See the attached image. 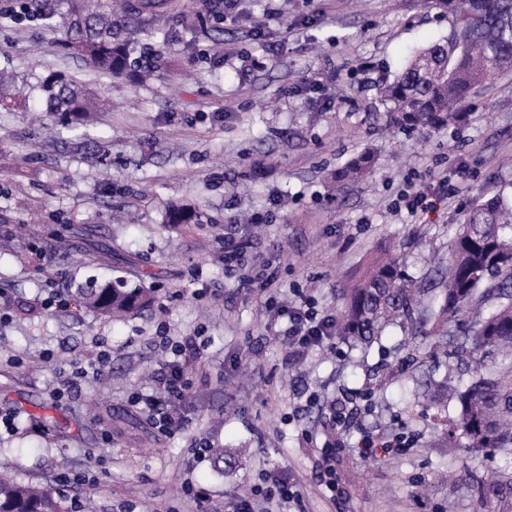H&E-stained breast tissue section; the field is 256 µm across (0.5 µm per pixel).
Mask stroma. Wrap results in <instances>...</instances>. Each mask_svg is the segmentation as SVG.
Listing matches in <instances>:
<instances>
[{"instance_id":"35a3bbf8","label":"stroma","mask_w":512,"mask_h":512,"mask_svg":"<svg viewBox=\"0 0 512 512\" xmlns=\"http://www.w3.org/2000/svg\"><path fill=\"white\" fill-rule=\"evenodd\" d=\"M134 38L162 51L163 75L107 79L60 50L39 22L13 23L0 0V72L19 88L47 71L100 89L113 107L85 128V150L47 140L31 112L0 111V455L16 478L97 512H227L242 491L294 476L286 512H489L479 485L512 466L500 452L448 439L446 418L414 395L426 376L469 380L471 356L438 365L432 337L392 328L368 350L337 342L288 361L285 320L243 278L259 265L278 301L311 298L335 315L351 277L381 245L399 246L418 286L437 288L448 243L475 201L512 184V81L472 95L468 125L387 133L379 88L412 50L446 36L425 0H234L221 24L188 26L203 0H170ZM364 180L336 186L364 149ZM446 177L457 191L412 217L415 187ZM203 212L170 224V203ZM248 249L225 262L226 240ZM116 276L149 288L122 318L64 310L58 296ZM195 337L193 391L164 432L131 394L157 399L170 347ZM111 360L99 365L101 352ZM370 398L332 463L340 397ZM402 448H359L362 435ZM224 448L234 466L216 469Z\"/></svg>"}]
</instances>
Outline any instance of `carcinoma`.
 Masks as SVG:
<instances>
[{"label": "carcinoma", "instance_id": "cac0c4a2", "mask_svg": "<svg viewBox=\"0 0 512 512\" xmlns=\"http://www.w3.org/2000/svg\"><path fill=\"white\" fill-rule=\"evenodd\" d=\"M448 14V35L414 53L401 71L381 88L385 123L398 131L440 129L465 124L464 103L477 89L512 78V0H433ZM167 7V0H127L123 15L112 0H42L46 18L60 13V44L108 77L137 81L153 76L157 67L134 55L130 38L122 36L121 21L138 27L147 15ZM44 111L56 117L57 134L69 130L100 106L85 83L75 77L48 74L40 83ZM0 108L29 110L22 90L0 77ZM365 150L336 169L341 187L363 179L374 165ZM170 224H202L203 215L188 207L169 210ZM421 288L405 273L402 254L388 252L370 260L347 289L334 318L335 336L353 345H368L390 327L416 326ZM79 305L105 315H123L151 302L146 288H130L123 280L102 287L77 289ZM464 315L467 334L456 336L448 324ZM436 349L469 350L477 374L466 385L448 377L430 383V395L452 398L458 407V429L464 447L494 448L512 456V197L501 190L486 196L466 215L448 246V276L438 309L431 311ZM492 488L512 512V471H499ZM0 512H72L54 491L0 476Z\"/></svg>", "mask_w": 512, "mask_h": 512}]
</instances>
